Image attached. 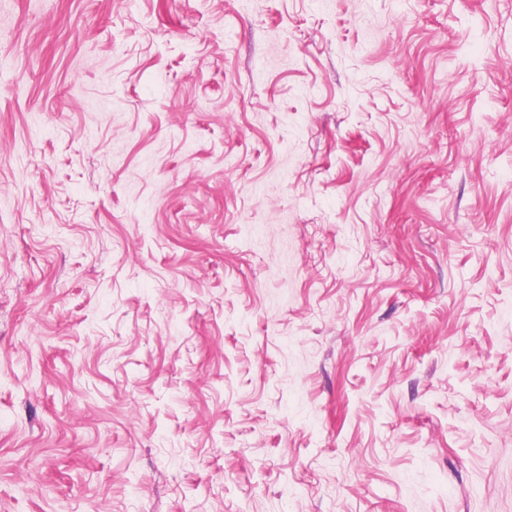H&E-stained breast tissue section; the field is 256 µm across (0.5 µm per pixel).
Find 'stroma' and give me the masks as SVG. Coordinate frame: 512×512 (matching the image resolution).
<instances>
[{
  "instance_id": "obj_1",
  "label": "stroma",
  "mask_w": 512,
  "mask_h": 512,
  "mask_svg": "<svg viewBox=\"0 0 512 512\" xmlns=\"http://www.w3.org/2000/svg\"><path fill=\"white\" fill-rule=\"evenodd\" d=\"M0 512H512V0H0Z\"/></svg>"
}]
</instances>
